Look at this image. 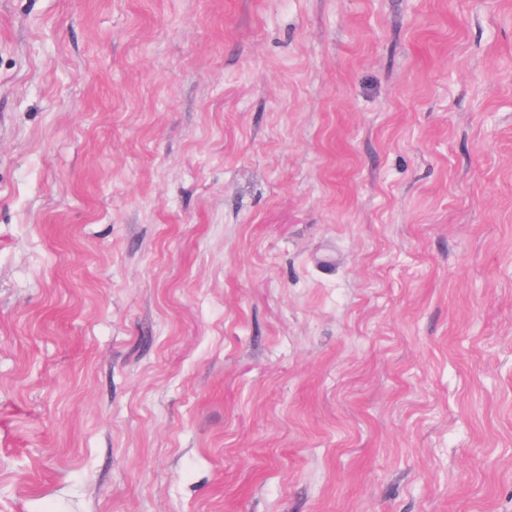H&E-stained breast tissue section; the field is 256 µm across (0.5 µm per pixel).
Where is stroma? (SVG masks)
Instances as JSON below:
<instances>
[{
    "label": "stroma",
    "mask_w": 512,
    "mask_h": 512,
    "mask_svg": "<svg viewBox=\"0 0 512 512\" xmlns=\"http://www.w3.org/2000/svg\"><path fill=\"white\" fill-rule=\"evenodd\" d=\"M0 512H512V0H0Z\"/></svg>",
    "instance_id": "1"
}]
</instances>
